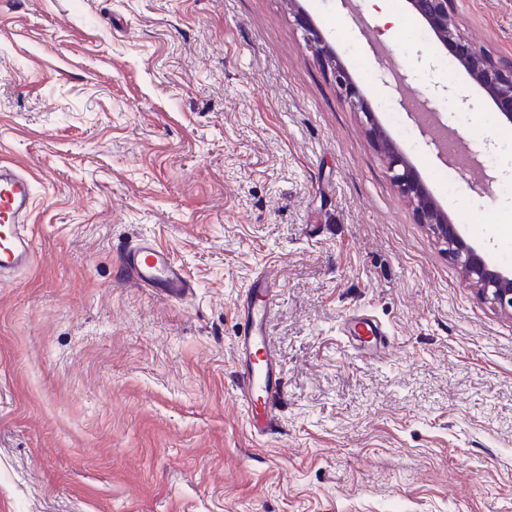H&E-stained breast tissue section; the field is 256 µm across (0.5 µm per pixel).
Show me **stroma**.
I'll return each mask as SVG.
<instances>
[{"mask_svg":"<svg viewBox=\"0 0 512 512\" xmlns=\"http://www.w3.org/2000/svg\"><path fill=\"white\" fill-rule=\"evenodd\" d=\"M0 0V160L34 179L0 283V512H512V317L390 182L376 123L490 266L512 268V124L395 0ZM512 58V0H452ZM490 176L485 194L475 179ZM148 237L191 276L127 281ZM276 280L284 389L253 438L240 305ZM376 320L365 357L342 327Z\"/></svg>","mask_w":512,"mask_h":512,"instance_id":"obj_1","label":"stroma"}]
</instances>
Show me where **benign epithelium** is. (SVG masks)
Returning <instances> with one entry per match:
<instances>
[{
    "mask_svg": "<svg viewBox=\"0 0 512 512\" xmlns=\"http://www.w3.org/2000/svg\"><path fill=\"white\" fill-rule=\"evenodd\" d=\"M435 33L442 46L459 60L470 79L493 101L497 112L512 122V59H495L485 50L469 43L456 32L451 14L450 0H407ZM305 31L304 38L313 44L331 67L337 86L360 106L369 124L376 146L385 154L393 185L404 195L417 201L418 222L428 226L432 234L444 245L445 251L460 267L465 280L476 295L496 305L512 316V273L490 267L481 254L458 233L447 215L430 197L412 165L395 149L373 119V113L364 105V99L353 82L349 71L336 58L319 30L306 14L299 17Z\"/></svg>",
    "mask_w": 512,
    "mask_h": 512,
    "instance_id": "1",
    "label": "benign epithelium"
}]
</instances>
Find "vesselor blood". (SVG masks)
Here are the masks:
<instances>
[{
	"label": "vessel or blood",
	"mask_w": 512,
	"mask_h": 512,
	"mask_svg": "<svg viewBox=\"0 0 512 512\" xmlns=\"http://www.w3.org/2000/svg\"><path fill=\"white\" fill-rule=\"evenodd\" d=\"M34 192L32 177L14 164L0 161V277L28 268L34 258L27 220ZM126 276L162 297L182 301L194 285L169 251L143 238L122 255ZM275 289L260 282L247 294V310L236 337L238 357L246 362L236 384L235 395L248 419L250 432L258 438L275 430L278 402L282 393L281 367L267 332L273 314ZM352 348L361 349L384 341L377 327L350 322L346 327Z\"/></svg>",
	"instance_id": "vessel-or-blood-1"
}]
</instances>
